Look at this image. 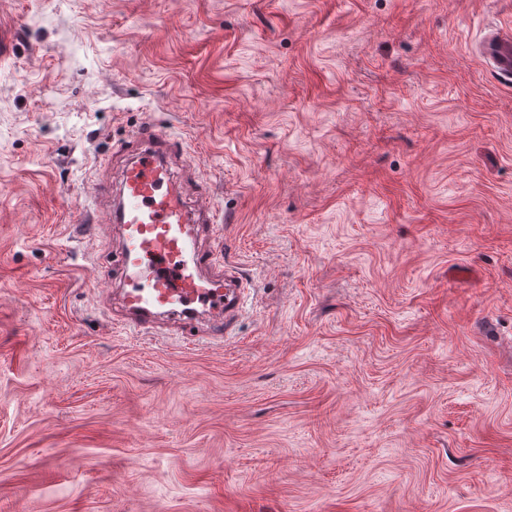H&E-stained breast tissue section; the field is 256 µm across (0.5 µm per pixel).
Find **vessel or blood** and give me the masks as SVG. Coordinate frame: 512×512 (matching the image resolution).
<instances>
[{"mask_svg": "<svg viewBox=\"0 0 512 512\" xmlns=\"http://www.w3.org/2000/svg\"><path fill=\"white\" fill-rule=\"evenodd\" d=\"M481 54L493 75L512 83V32L491 27ZM136 149L126 166L115 208L105 217L119 232L114 273L100 282L110 293L122 285V325L150 333L160 319L178 317L182 332L192 333L201 312L213 326L230 325L244 290L213 252L200 249L198 236L214 227L208 192L187 202L172 182L169 159L174 144L159 125L134 130Z\"/></svg>", "mask_w": 512, "mask_h": 512, "instance_id": "vessel-or-blood-1", "label": "vessel or blood"}]
</instances>
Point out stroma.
Here are the masks:
<instances>
[{"instance_id":"stroma-1","label":"stroma","mask_w":512,"mask_h":512,"mask_svg":"<svg viewBox=\"0 0 512 512\" xmlns=\"http://www.w3.org/2000/svg\"><path fill=\"white\" fill-rule=\"evenodd\" d=\"M512 0H0V512H512ZM168 128L227 334L140 335L77 205ZM480 51L493 75L512 83V32L506 33L497 26H490V31L481 42Z\"/></svg>"}]
</instances>
